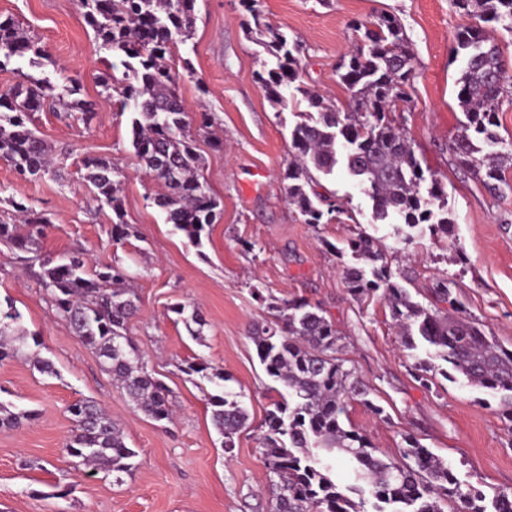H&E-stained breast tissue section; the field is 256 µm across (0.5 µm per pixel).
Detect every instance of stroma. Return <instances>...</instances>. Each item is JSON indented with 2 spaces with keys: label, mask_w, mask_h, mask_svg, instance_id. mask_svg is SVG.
<instances>
[{
  "label": "stroma",
  "mask_w": 512,
  "mask_h": 512,
  "mask_svg": "<svg viewBox=\"0 0 512 512\" xmlns=\"http://www.w3.org/2000/svg\"><path fill=\"white\" fill-rule=\"evenodd\" d=\"M266 21L302 48L298 85L285 88V106L273 108L257 80L270 61L247 36L241 0H196L193 33L170 63L188 113L212 112L213 133L197 132L202 174L220 206L202 246L192 245L153 198L164 187L147 176L132 146L130 110L105 83L122 78L119 55L102 48L78 0H0V18L19 23L40 49L33 59L0 66V88L35 79L66 101L91 103L90 122L59 106L32 113L31 126L50 147L51 170L21 178L0 160V224L14 223L15 206L45 220L41 254L81 251L94 266H130L139 311L130 333L147 368L171 391L174 418L155 421L115 384L93 349L55 317L39 281L14 250L0 244V303L21 313L25 331L38 335L27 355L0 364V402L35 411L15 429L0 428V512H266L269 473L258 444L259 427L279 398V383L265 372L250 337L271 316L264 298L303 300L323 308L342 336V356L385 410L376 416L359 402L350 422L391 455L413 436L448 460L464 483L484 491H512V431L500 396L437 376L424 388L383 300H358L342 271L354 259L347 241L363 232L382 247L394 281L427 303L434 279L444 278L466 317L512 350V191L490 195L459 167L450 150L465 120L457 99L462 62H450L460 29L474 25L451 0H259ZM396 16L414 52L409 98L392 117L409 140L431 182L442 184L452 219L448 238L435 240L428 225L412 239L397 234V219L375 220L363 185L344 165L320 183L344 212L322 224L305 223L285 200L283 176L291 132L300 121L303 91L346 108L337 77L354 45L350 23ZM109 160L117 169L125 220L135 235L113 238L112 210L98 202L85 162ZM262 298H255L253 287ZM204 322L192 336L176 305ZM51 359L56 375L39 373L30 354ZM204 361L231 376L241 392L249 427L225 453L207 396L214 384L186 374ZM80 398L102 404L123 429L136 467L122 481L77 469L64 445L73 429L68 407Z\"/></svg>",
  "instance_id": "obj_1"
}]
</instances>
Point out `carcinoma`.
<instances>
[{
  "instance_id": "1",
  "label": "carcinoma",
  "mask_w": 512,
  "mask_h": 512,
  "mask_svg": "<svg viewBox=\"0 0 512 512\" xmlns=\"http://www.w3.org/2000/svg\"><path fill=\"white\" fill-rule=\"evenodd\" d=\"M454 6L484 23L496 22L512 32V0H453ZM258 0H245L253 26L248 34L265 46L274 67L259 76L268 101L284 104L282 89L301 77L299 46L288 47L285 34L267 23ZM84 18L97 39L122 56L124 106L133 110L136 156L167 193L154 198L166 220L199 247L213 224L218 201L201 169L203 160L189 138L187 113L179 97V75L167 54L192 32L195 0H79ZM357 44L340 66L338 77L350 95L347 112L319 94L304 93L308 111L291 133L292 159L286 170V200L307 224L332 219L339 206L318 192L314 173L333 174L344 163L350 175L368 184L373 215L384 221L394 215L413 229L430 221L443 192L432 183L428 196L419 194L424 171L407 136L393 125L390 112L408 97L414 78L413 51L399 20L384 15L377 22L353 25ZM39 54L38 48L12 19L0 20V59ZM454 55L462 56L458 100L466 122L450 150L484 188L498 194L509 186L507 169L512 152L482 153L500 139L492 130L507 90L505 60L499 43L470 26L456 36ZM46 85L12 86L0 91V158L21 174L37 175L49 167L45 141L28 127L29 114L49 96ZM87 179L96 198L105 201L116 217L112 235L132 234L124 221L118 196L117 170L103 159L86 164ZM47 225L27 218L22 224H0V242L25 254L29 268L51 298L56 315L74 334L96 351L103 368L147 417L171 418L168 389L147 371L129 323L136 315L133 276L119 265L90 266L81 252L53 258L38 254L36 245ZM352 255L370 265L343 270L348 293L356 299L378 296L387 304L404 347H424L416 358L414 378L427 387L446 363L467 386L502 395V417L512 424V350L463 316L444 280L437 281L433 299L424 306L392 281L385 254L372 238L359 233L348 242ZM253 295L274 311V320L251 336L267 375L288 390V399L274 403L259 436L270 474L271 512H512V492L484 491L461 483L445 460L408 437L400 458L380 451L361 431L345 425L348 404L358 401L380 415L383 409L368 399L369 386L338 357L342 337L322 310L303 301L266 302L259 287ZM456 309L444 314L440 304ZM21 314L0 307V362L22 354L26 332L17 331ZM218 386L209 395L211 419L228 453L246 428L249 414L240 394L223 385L224 372L205 375ZM74 427L65 445L75 466H88L105 475L129 474L134 449L127 446L120 427L96 401L79 400L69 406ZM35 416L32 410L14 411L0 402V428H17ZM351 464L353 482L336 485L333 473L339 459Z\"/></svg>"
}]
</instances>
